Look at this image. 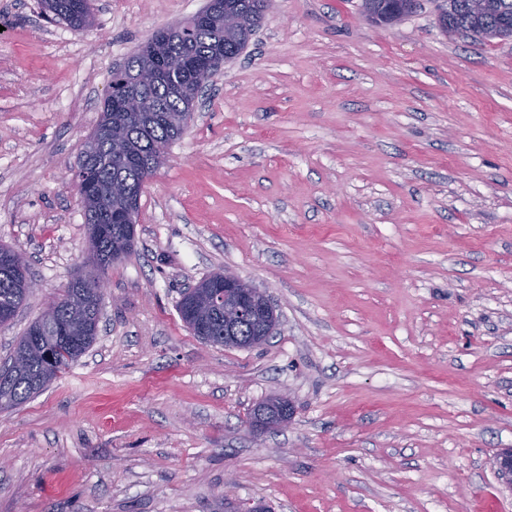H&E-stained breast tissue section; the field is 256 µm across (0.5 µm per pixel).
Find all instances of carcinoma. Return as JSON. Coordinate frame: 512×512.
<instances>
[{
  "label": "carcinoma",
  "mask_w": 512,
  "mask_h": 512,
  "mask_svg": "<svg viewBox=\"0 0 512 512\" xmlns=\"http://www.w3.org/2000/svg\"><path fill=\"white\" fill-rule=\"evenodd\" d=\"M219 2L222 8L211 24L196 26L189 33L179 23L167 29L168 72L161 77L151 73L135 87L146 112L139 118H129L112 109V128H95L99 132L97 155L80 152L75 178L95 183L100 191L84 206L90 270L78 274L76 287L66 288L16 342L9 362L0 367V407L19 405L42 391L95 342L101 298L94 292V282L134 248L124 229L111 220L112 185L127 183L136 190L145 188L157 172L148 163L169 155L170 145L183 135L180 119L188 112L189 97L181 89L189 87L195 77L188 65L209 60L213 72H219L224 58L238 56L253 36L251 32L224 29V14L246 15L256 28L268 4V0ZM463 2L458 0L454 30L476 37L477 28L485 21L468 13ZM43 9L75 31L88 26L92 17L90 0H45ZM96 225L106 227L105 236L95 235ZM0 252V308L15 313L30 292L23 286L20 273L29 269V264L21 253L7 246L1 245Z\"/></svg>",
  "instance_id": "carcinoma-1"
}]
</instances>
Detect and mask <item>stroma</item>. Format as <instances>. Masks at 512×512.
Listing matches in <instances>:
<instances>
[{
  "label": "stroma",
  "instance_id": "1",
  "mask_svg": "<svg viewBox=\"0 0 512 512\" xmlns=\"http://www.w3.org/2000/svg\"><path fill=\"white\" fill-rule=\"evenodd\" d=\"M206 0H91L89 27L0 0V245L33 288L0 364L88 266L73 181L112 72ZM270 0L139 201L99 334L0 408V512H512V38ZM271 295L269 341L193 336L182 291ZM295 407L254 432L253 407ZM294 412L292 400L286 395L278 394L254 406L248 425L253 431L282 428L290 423Z\"/></svg>",
  "mask_w": 512,
  "mask_h": 512
}]
</instances>
